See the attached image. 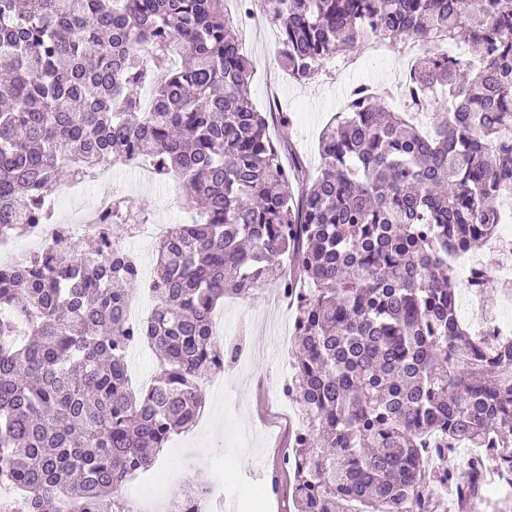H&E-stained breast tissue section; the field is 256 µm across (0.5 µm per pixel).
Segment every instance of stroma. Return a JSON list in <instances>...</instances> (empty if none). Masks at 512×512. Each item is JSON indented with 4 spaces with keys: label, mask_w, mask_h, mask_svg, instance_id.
Returning a JSON list of instances; mask_svg holds the SVG:
<instances>
[{
    "label": "stroma",
    "mask_w": 512,
    "mask_h": 512,
    "mask_svg": "<svg viewBox=\"0 0 512 512\" xmlns=\"http://www.w3.org/2000/svg\"><path fill=\"white\" fill-rule=\"evenodd\" d=\"M243 49L251 62V98L257 109L288 114L291 122L271 121L270 133L284 146L300 153L308 174L320 163L319 137L338 112L347 89L365 82L377 89L394 90L404 55L381 44L382 58L368 70L343 67L334 60L322 75L310 82L290 80L276 55L277 33L262 12L246 18ZM136 205L152 211L155 221L174 222L182 206L177 178L149 187L133 176L115 181ZM225 330L239 335L245 352L261 349V357H246L205 380L203 414L190 431L175 435L158 456L157 485L140 479L127 482L122 497L145 512H167L170 502L188 494V478L204 475L223 480L228 499L238 501L241 512H287L288 488H272L271 475L279 467L272 443L287 438L298 426V409L281 393L282 383L293 371L288 358L289 336L295 310L288 301L275 299L274 290L262 287L225 299L219 312ZM183 476L175 483L173 474Z\"/></svg>",
    "instance_id": "stroma-1"
}]
</instances>
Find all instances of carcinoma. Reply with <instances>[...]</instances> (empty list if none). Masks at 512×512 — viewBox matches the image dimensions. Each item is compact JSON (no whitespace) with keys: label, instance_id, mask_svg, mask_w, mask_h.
<instances>
[{"label":"carcinoma","instance_id":"1","mask_svg":"<svg viewBox=\"0 0 512 512\" xmlns=\"http://www.w3.org/2000/svg\"><path fill=\"white\" fill-rule=\"evenodd\" d=\"M258 2L298 82L370 34L467 54H422L400 111L352 85L308 178L253 105L224 0H0V224L47 220L51 188L115 153L175 175L193 214L157 242L143 322L123 318L139 263L111 241L153 217L125 196L72 245L0 263V489L24 512H134L117 492L194 426L203 382L240 353L218 338V304L274 283L296 304L292 512H448L423 492L433 440L481 449L436 473L457 512H512L485 488L487 459L512 473V335L461 323L450 265L497 238L512 192V0ZM140 340L160 373L136 395Z\"/></svg>","mask_w":512,"mask_h":512}]
</instances>
